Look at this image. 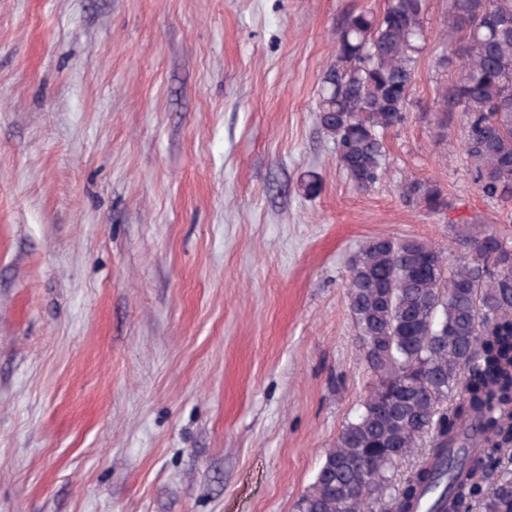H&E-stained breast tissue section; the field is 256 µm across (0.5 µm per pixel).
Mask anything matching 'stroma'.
Listing matches in <instances>:
<instances>
[{
    "mask_svg": "<svg viewBox=\"0 0 512 512\" xmlns=\"http://www.w3.org/2000/svg\"><path fill=\"white\" fill-rule=\"evenodd\" d=\"M448 2L360 191L320 77L384 0H0V512H295L373 382L350 257L454 259L465 219L512 242L459 119L439 140ZM410 177L453 209L407 206Z\"/></svg>",
    "mask_w": 512,
    "mask_h": 512,
    "instance_id": "35a3bbf8",
    "label": "stroma"
}]
</instances>
